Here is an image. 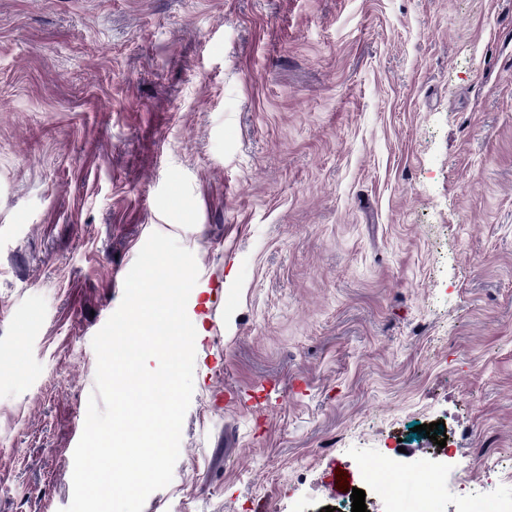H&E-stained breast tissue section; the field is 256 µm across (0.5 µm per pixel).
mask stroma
Masks as SVG:
<instances>
[{
  "mask_svg": "<svg viewBox=\"0 0 512 512\" xmlns=\"http://www.w3.org/2000/svg\"><path fill=\"white\" fill-rule=\"evenodd\" d=\"M155 231L203 337L143 512H386L375 455L458 512L437 421L512 499V0H0V512L70 504Z\"/></svg>",
  "mask_w": 512,
  "mask_h": 512,
  "instance_id": "stroma-1",
  "label": "stroma"
}]
</instances>
